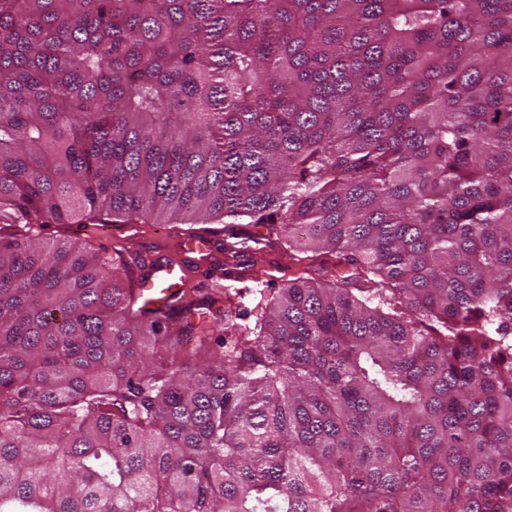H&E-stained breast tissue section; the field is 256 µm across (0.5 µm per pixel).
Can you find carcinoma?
I'll list each match as a JSON object with an SVG mask.
<instances>
[{"label": "carcinoma", "mask_w": 512, "mask_h": 512, "mask_svg": "<svg viewBox=\"0 0 512 512\" xmlns=\"http://www.w3.org/2000/svg\"><path fill=\"white\" fill-rule=\"evenodd\" d=\"M164 214L334 282L0 236V512H512V0H0V223Z\"/></svg>", "instance_id": "cac0c4a2"}]
</instances>
